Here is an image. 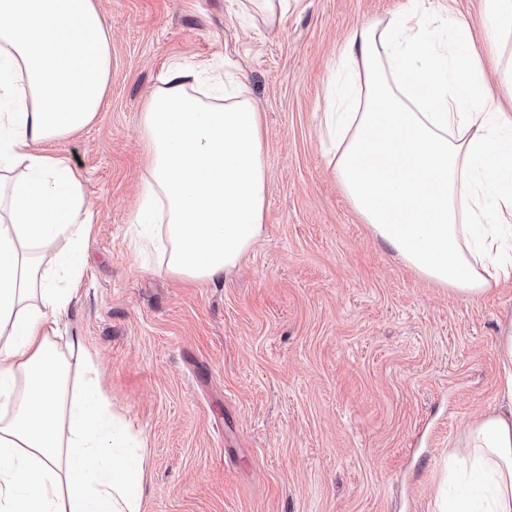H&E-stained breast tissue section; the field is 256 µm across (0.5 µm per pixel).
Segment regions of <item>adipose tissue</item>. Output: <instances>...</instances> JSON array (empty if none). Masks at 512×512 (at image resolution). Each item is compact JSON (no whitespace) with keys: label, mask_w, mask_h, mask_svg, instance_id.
Segmentation results:
<instances>
[{"label":"adipose tissue","mask_w":512,"mask_h":512,"mask_svg":"<svg viewBox=\"0 0 512 512\" xmlns=\"http://www.w3.org/2000/svg\"><path fill=\"white\" fill-rule=\"evenodd\" d=\"M487 41H512V0H486ZM429 47L400 13L362 28L340 65L353 87L325 113L336 173L377 236L427 280L469 296L512 280V114L489 100L467 27ZM112 64L95 0H0V512H141L143 457L82 336L58 326L93 222L80 174L42 150L88 125ZM205 62L169 69L146 101L147 209L136 221L167 271L223 279L263 232L261 114L237 81L191 94ZM499 395L468 431L459 482L435 512H512V314L497 337Z\"/></svg>","instance_id":"1"}]
</instances>
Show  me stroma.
Returning <instances> with one entry per match:
<instances>
[{
    "instance_id": "obj_1",
    "label": "stroma",
    "mask_w": 512,
    "mask_h": 512,
    "mask_svg": "<svg viewBox=\"0 0 512 512\" xmlns=\"http://www.w3.org/2000/svg\"><path fill=\"white\" fill-rule=\"evenodd\" d=\"M112 66L86 127L43 143L94 216L63 324L141 441V512H434L451 449L501 409L512 284L470 297L419 275L345 195L324 132L345 42L415 0H97ZM472 31L484 0H432ZM425 27L433 43L447 32ZM205 59L262 114L264 230L221 281L140 250L141 112L171 66Z\"/></svg>"
}]
</instances>
